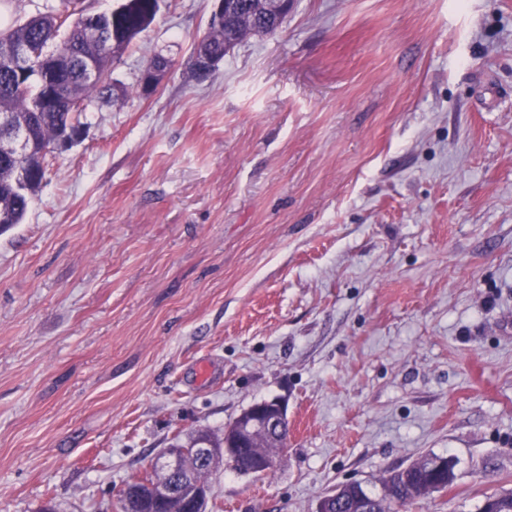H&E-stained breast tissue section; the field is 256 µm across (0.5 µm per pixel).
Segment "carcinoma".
Segmentation results:
<instances>
[{"mask_svg": "<svg viewBox=\"0 0 512 512\" xmlns=\"http://www.w3.org/2000/svg\"><path fill=\"white\" fill-rule=\"evenodd\" d=\"M158 0H122L121 10L87 14L82 0H62V9L39 13L23 23L0 32V115L11 119V128H0L7 139L22 131L34 139L37 149L18 158L0 154V233L23 223L31 202L45 177L46 156L53 153L58 137L82 125L80 117L95 99L110 100L114 94L112 65L130 43L146 31L159 7ZM239 11L224 21L211 20L207 33L197 45L214 63H219L250 35L275 34L286 15L267 14L253 8L255 0H237ZM123 32L116 47L109 45L112 29ZM25 44L32 55L26 66L17 65L13 48ZM207 443L224 447V438L199 430L189 438L190 449L176 482L178 492L159 506L146 485L140 486L139 512H191L185 498L198 484L208 483L211 471L199 463L193 448ZM282 441L267 436L255 440L254 452L271 460L283 452ZM402 474L392 472L384 482V492L373 497L374 512H395L427 491L405 489Z\"/></svg>", "mask_w": 512, "mask_h": 512, "instance_id": "cac0c4a2", "label": "carcinoma"}]
</instances>
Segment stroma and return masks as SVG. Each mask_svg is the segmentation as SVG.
Instances as JSON below:
<instances>
[{"label":"stroma","instance_id":"stroma-1","mask_svg":"<svg viewBox=\"0 0 512 512\" xmlns=\"http://www.w3.org/2000/svg\"><path fill=\"white\" fill-rule=\"evenodd\" d=\"M211 9L161 0L0 234V512H120L274 397V473L224 462L207 512H316L428 454L455 480L402 512H480L512 491V0H295L200 81Z\"/></svg>","mask_w":512,"mask_h":512}]
</instances>
